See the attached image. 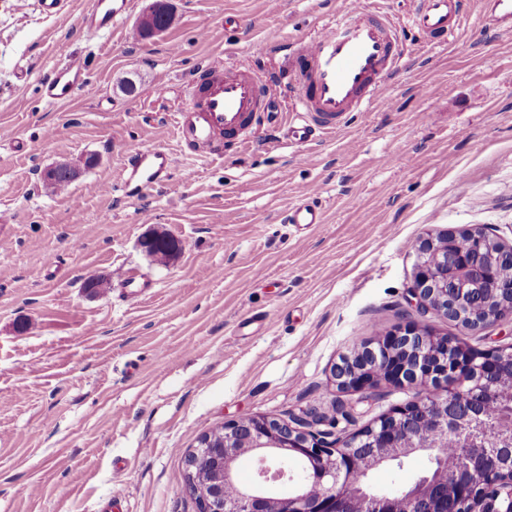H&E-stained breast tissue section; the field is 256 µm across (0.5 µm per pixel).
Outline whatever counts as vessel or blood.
I'll return each instance as SVG.
<instances>
[{
	"label": "vessel or blood",
	"mask_w": 512,
	"mask_h": 512,
	"mask_svg": "<svg viewBox=\"0 0 512 512\" xmlns=\"http://www.w3.org/2000/svg\"><path fill=\"white\" fill-rule=\"evenodd\" d=\"M129 0H89L82 21L94 33L111 31L128 12ZM486 14L512 29V0H485ZM463 0H417L405 19L366 8L362 0H347L342 14L298 50L278 43L271 51L287 59V67L263 74L239 64L201 66L174 113L178 144L200 158L239 152L253 142L255 130L278 126L274 110L277 91L292 93L293 116L283 139L303 146L321 135L345 127L351 113L371 106L391 108L386 80L403 60L400 24L415 28L427 45L447 44L461 28ZM94 95L84 65L77 60L56 66L41 85L51 103L69 100L74 92ZM172 167L169 153L158 148L129 151L121 175L125 196L137 197L163 185ZM294 225L323 224L322 211L309 199L292 206L287 216Z\"/></svg>",
	"instance_id": "b4317fda"
}]
</instances>
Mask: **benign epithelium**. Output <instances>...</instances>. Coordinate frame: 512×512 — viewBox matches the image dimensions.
Here are the masks:
<instances>
[{
	"instance_id": "1",
	"label": "benign epithelium",
	"mask_w": 512,
	"mask_h": 512,
	"mask_svg": "<svg viewBox=\"0 0 512 512\" xmlns=\"http://www.w3.org/2000/svg\"><path fill=\"white\" fill-rule=\"evenodd\" d=\"M159 14L163 22L146 27L144 38L162 35L173 23L170 0H151L137 24ZM94 163L61 161L44 179L72 182ZM488 246L497 247L499 262L512 265V244L480 227L420 240L410 287L417 312L472 331L511 317L512 280L497 277L485 261ZM505 365H512V344L474 352L452 336L399 324L335 367L337 386L357 390L381 377L408 386L444 382L446 389L393 407L344 439L333 438L336 420L315 410L227 421L186 452L190 491L200 512H512V448L488 443L482 424L485 405L502 402L490 380ZM467 431L472 445L448 479L420 475L397 493L367 485L368 472L395 457L422 452L443 461L448 433ZM244 455L255 465L250 488L236 478Z\"/></svg>"
}]
</instances>
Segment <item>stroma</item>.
<instances>
[{"label":"stroma","instance_id":"35a3bbf8","mask_svg":"<svg viewBox=\"0 0 512 512\" xmlns=\"http://www.w3.org/2000/svg\"><path fill=\"white\" fill-rule=\"evenodd\" d=\"M171 4L174 23L143 40L146 0L106 34L83 28L85 0L60 16L0 0V512H113L117 492L122 512H197L185 454L222 423L329 414L341 400L352 415L337 436L360 429L428 389L382 380L366 402L332 378L367 338L420 320L407 302L419 241L487 227L512 243V31L481 0L450 44L404 28L393 108L353 113L305 162L271 144L185 155L173 114L199 64L280 66L267 45L309 40L342 0ZM72 57L97 96L46 103L41 80ZM137 146L173 164L165 185L129 200L119 179ZM386 153L393 166L372 165ZM89 156L66 191L44 182ZM310 191L325 222L294 228L288 210ZM154 232L180 244L167 261L141 245ZM93 278L106 285L90 294ZM423 320L479 349L512 344V319L475 333ZM427 468L416 453L367 482L382 490ZM94 158H86L79 164L70 161H61L44 172V179L48 184L54 183L61 176H64L69 182L78 178L81 169L90 167L95 163Z\"/></svg>","mask_w":512,"mask_h":512}]
</instances>
